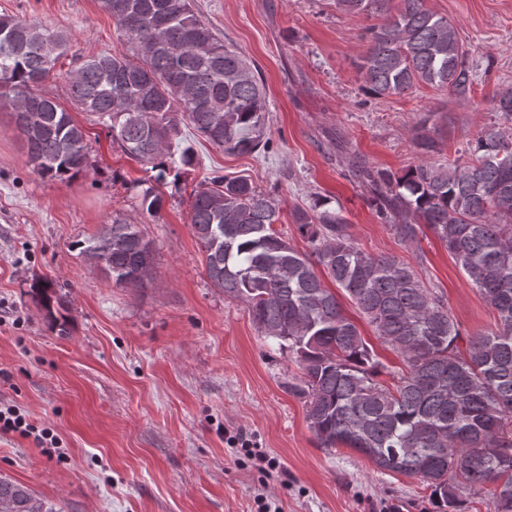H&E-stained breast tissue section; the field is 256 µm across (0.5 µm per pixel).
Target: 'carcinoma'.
<instances>
[{
    "label": "carcinoma",
    "mask_w": 512,
    "mask_h": 512,
    "mask_svg": "<svg viewBox=\"0 0 512 512\" xmlns=\"http://www.w3.org/2000/svg\"><path fill=\"white\" fill-rule=\"evenodd\" d=\"M349 15L376 14L358 62L366 89L405 95L421 85L471 99L475 75L455 25L427 0H336ZM125 52L78 61L65 77L73 100L112 141L153 172L139 207L154 216L161 188L194 163L182 128L235 154L265 149L269 112L260 76L224 45L191 0H98ZM69 37L35 20L0 16V106L11 112L42 178L73 180L92 167L84 129L39 91L66 54ZM498 122L476 138L468 159L423 162L396 175L363 167L377 216L401 239L423 229L446 246L496 311L494 329L464 333L444 296L394 255L357 247L342 211L316 201L291 212L307 239L300 252L275 229L280 202L245 177L214 174L190 193V225L205 271L224 297L246 305L261 335L278 341L300 369L286 385L300 397L322 448H350L381 472L415 477L444 512L468 491L490 512H512V89L489 101ZM83 259L122 288L151 282L155 250L140 224L116 216L78 244ZM328 275L382 343L404 360L396 383L336 294ZM31 293L52 329L69 335L54 311L53 282ZM465 343L460 352L459 343ZM0 512H52L30 489L0 477Z\"/></svg>",
    "instance_id": "cac0c4a2"
}]
</instances>
